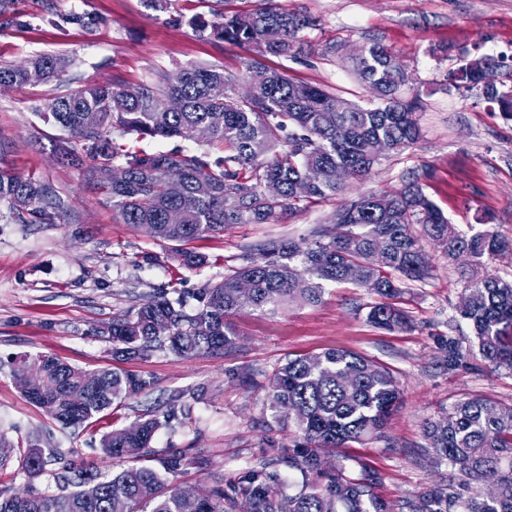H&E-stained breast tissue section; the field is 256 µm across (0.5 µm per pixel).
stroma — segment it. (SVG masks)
Returning <instances> with one entry per match:
<instances>
[{"mask_svg": "<svg viewBox=\"0 0 512 512\" xmlns=\"http://www.w3.org/2000/svg\"><path fill=\"white\" fill-rule=\"evenodd\" d=\"M278 7L313 18L306 46L295 58L266 56L262 63L297 81L325 88L360 105L371 94L354 70L357 48L378 41L388 48L420 91L418 144L382 159L361 183L343 194L308 204L267 224H229L223 232L187 243L159 241L124 223L110 201L85 183L82 172L61 162L56 143L63 130L44 123L40 112L58 94L56 84L0 91V164L13 174L52 184L67 207L51 224H16L0 206V431L16 444L50 432L62 455L102 471L125 463L104 456V432L134 422L173 391L197 388L186 424L160 429L157 453L183 450L199 463L167 483L195 489L223 477L236 485L249 459L277 457L291 446L288 428L262 408L265 387L285 359L326 350H350L387 366L400 399L381 437L354 443L328 458V471L349 478L378 476L376 495L388 512L429 486L448 479L427 455L423 423L465 394L512 404V370L495 368L474 350L469 321L458 313L463 284L457 262L423 241L432 275L403 289L397 306L411 330L377 328L367 314L378 297L351 284H327L314 303H295L269 313L245 309L231 318L234 346L182 359L170 351L126 363L127 371L152 383L148 394L91 428L62 430L27 402L12 373V358L53 355L89 372L112 367V345L100 330L131 312L154 288L167 284L192 291L223 278L256 255L268 239L300 240L327 224L344 200L394 191L418 180L452 224L469 233L488 226L512 240V118L499 103L450 85L459 53L472 48L512 56V0H276ZM76 13L91 26L52 24L47 11ZM200 0H174L170 12L148 0H15L0 16V64L40 54L74 61L73 84L136 86L160 70L218 64L240 73L246 49L199 36L187 17ZM189 250L207 259L189 269L177 254ZM468 345L458 366L448 363L447 343Z\"/></svg>", "mask_w": 512, "mask_h": 512, "instance_id": "stroma-1", "label": "stroma"}]
</instances>
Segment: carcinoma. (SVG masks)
<instances>
[{"label": "carcinoma", "instance_id": "1", "mask_svg": "<svg viewBox=\"0 0 512 512\" xmlns=\"http://www.w3.org/2000/svg\"><path fill=\"white\" fill-rule=\"evenodd\" d=\"M195 31L215 41L236 44L259 55L291 57L302 48L300 32L312 20L276 7L250 13H213V19L189 20ZM245 77L256 80L255 94L240 99L238 77L215 65H189L161 71L153 84L136 87L82 83L70 87L71 60L62 55L32 56L0 66V88L57 82L64 86L42 113L68 131L59 141L61 161L85 157L92 164L85 181L102 189L124 223L145 229L160 241L205 237L226 224H267L291 214L301 203L328 199L344 189L336 171L351 182L371 174L382 156L401 154L420 138L416 112L420 93L402 92L403 66L386 48L366 45L356 70L377 104L360 107L319 86L298 82L269 70L255 59L244 63ZM504 60L465 52L461 85L492 102L502 93L487 74ZM141 138H190L202 131L206 143L224 155L181 150L149 153L116 144L112 130ZM105 165L124 169L116 182L99 179ZM274 181L279 194L269 197L262 185ZM360 194L334 214V227L318 228L310 240L269 239L258 256L232 269L216 283L191 295L162 285L133 312L112 320L101 334L112 342L119 361L141 360L168 349L181 358L219 352L232 344L230 317L243 309L275 312L301 298L314 302L325 282L368 288L382 298L368 321L388 331H405L412 321L392 299L407 282L430 276L420 238L437 242L452 260L465 255L466 307L459 311L473 328L478 352L495 367L512 369V278L482 274L479 269L512 251V241L484 229L465 233L449 222L412 180L387 193ZM21 224H49L65 201L48 183L22 180L0 169V204ZM177 211L182 223H168ZM36 366L56 384L57 393L41 399L22 389L29 403L61 428L93 424L151 383L135 373L112 369L88 373L53 356L19 358L16 380ZM399 392L389 369L351 351L328 350L289 358L273 373L265 406L277 421L302 439L297 450L273 460L247 461L240 486L224 489L220 478L188 493L176 487L162 491L163 477L194 464L188 453L158 458L159 467L140 461L155 454L156 433L179 416L187 417L200 398L187 388L146 410L136 421L100 439L103 453L132 465L92 473L55 448L41 445L36 434L14 457V446L0 433V470L12 461L29 479L48 473L53 484L43 491L4 495L0 512H386L373 494L374 474L350 479L342 473L322 489L305 484L294 495L282 489L281 462L306 475L323 471L324 454L378 435ZM427 449L435 463L451 470L446 484H435L408 502L410 512H512V405L465 396L423 425Z\"/></svg>", "mask_w": 512, "mask_h": 512}]
</instances>
